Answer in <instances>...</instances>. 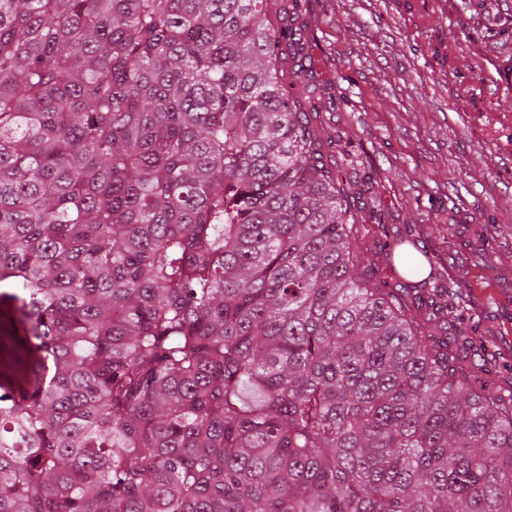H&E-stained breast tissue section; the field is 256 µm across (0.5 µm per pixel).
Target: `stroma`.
Listing matches in <instances>:
<instances>
[{
	"instance_id": "1",
	"label": "stroma",
	"mask_w": 512,
	"mask_h": 512,
	"mask_svg": "<svg viewBox=\"0 0 512 512\" xmlns=\"http://www.w3.org/2000/svg\"><path fill=\"white\" fill-rule=\"evenodd\" d=\"M296 92L361 183L353 213L378 281L410 288L400 238L451 286L448 334L512 387V0H300Z\"/></svg>"
}]
</instances>
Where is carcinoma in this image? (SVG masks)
I'll use <instances>...</instances> for the list:
<instances>
[{
  "label": "carcinoma",
  "mask_w": 512,
  "mask_h": 512,
  "mask_svg": "<svg viewBox=\"0 0 512 512\" xmlns=\"http://www.w3.org/2000/svg\"><path fill=\"white\" fill-rule=\"evenodd\" d=\"M265 0H0V512H512V389L370 273Z\"/></svg>",
  "instance_id": "1"
}]
</instances>
